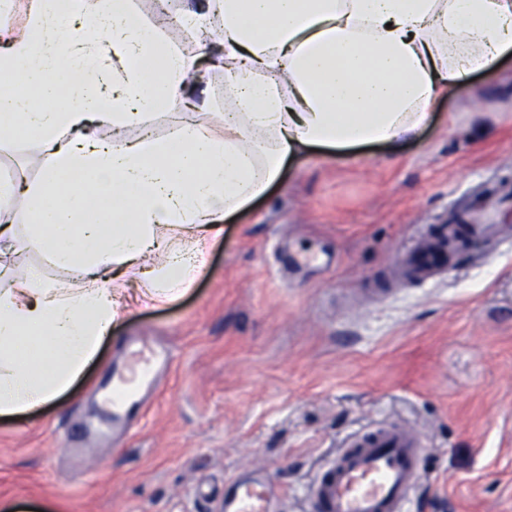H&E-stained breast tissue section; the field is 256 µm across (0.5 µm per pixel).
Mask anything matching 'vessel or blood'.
I'll list each match as a JSON object with an SVG mask.
<instances>
[{
  "label": "vessel or blood",
  "instance_id": "1",
  "mask_svg": "<svg viewBox=\"0 0 512 512\" xmlns=\"http://www.w3.org/2000/svg\"><path fill=\"white\" fill-rule=\"evenodd\" d=\"M451 255L444 241L429 242L405 253L401 273L408 279H428L445 270ZM131 363L116 373L112 388L113 416L129 424L144 403L141 385L156 371L168 369L171 356L155 348L148 337L131 345ZM425 443L408 425L391 422L356 435L316 481L314 512H409L418 486ZM267 490L259 475L231 482L224 493L223 512H267Z\"/></svg>",
  "mask_w": 512,
  "mask_h": 512
}]
</instances>
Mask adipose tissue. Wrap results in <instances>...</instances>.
Returning <instances> with one entry per match:
<instances>
[{
	"mask_svg": "<svg viewBox=\"0 0 512 512\" xmlns=\"http://www.w3.org/2000/svg\"><path fill=\"white\" fill-rule=\"evenodd\" d=\"M8 12L0 139L23 130L43 155L39 181L0 182V416L57 399L95 361L128 314L129 273L151 298L181 296L224 219L288 158L409 138L442 93L494 78L512 53V0H197L183 13L223 48L229 108L128 140L153 110L188 105L197 57L136 20L130 0H9ZM63 14L80 32L60 28ZM18 218L47 263L80 268L81 287L13 262Z\"/></svg>",
	"mask_w": 512,
	"mask_h": 512,
	"instance_id": "adipose-tissue-1",
	"label": "adipose tissue"
}]
</instances>
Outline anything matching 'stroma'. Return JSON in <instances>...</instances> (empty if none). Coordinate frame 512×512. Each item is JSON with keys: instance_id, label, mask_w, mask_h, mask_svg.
<instances>
[{"instance_id": "obj_1", "label": "stroma", "mask_w": 512, "mask_h": 512, "mask_svg": "<svg viewBox=\"0 0 512 512\" xmlns=\"http://www.w3.org/2000/svg\"><path fill=\"white\" fill-rule=\"evenodd\" d=\"M194 120L224 111L204 65ZM429 126L393 146L289 160L261 199L225 219L201 276L151 302L133 280L97 360L40 411L0 417V498L11 512H220L259 473L271 512H311L316 476L350 439L396 420L426 442L413 512H512V235L474 242L428 280L392 285L404 250L479 209L512 226V59L441 97ZM42 147L0 140V177L41 176ZM19 266L60 288L15 237ZM149 336L169 374L129 432L103 442V389L126 341Z\"/></svg>"}]
</instances>
